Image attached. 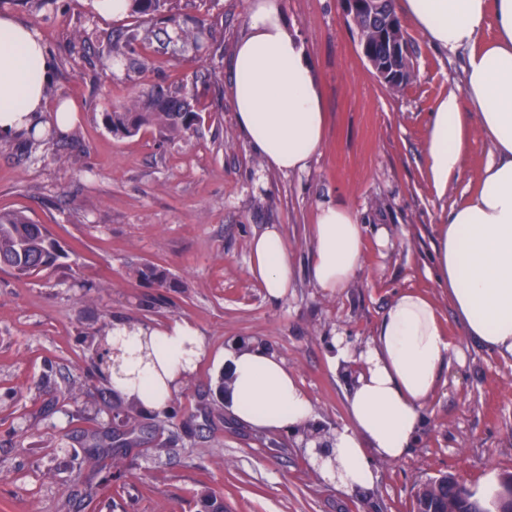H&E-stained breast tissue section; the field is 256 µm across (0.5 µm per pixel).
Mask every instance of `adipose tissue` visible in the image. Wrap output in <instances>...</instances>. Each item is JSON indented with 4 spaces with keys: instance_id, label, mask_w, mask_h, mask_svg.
<instances>
[{
    "instance_id": "1",
    "label": "adipose tissue",
    "mask_w": 512,
    "mask_h": 512,
    "mask_svg": "<svg viewBox=\"0 0 512 512\" xmlns=\"http://www.w3.org/2000/svg\"><path fill=\"white\" fill-rule=\"evenodd\" d=\"M431 45L468 49L465 68L470 111L455 94L433 113L426 140L429 177L444 192L466 154L465 132L477 126L491 143L478 189L441 225L435 279L447 285L464 336L512 359V0H400ZM496 38L479 44L486 20ZM230 95L238 130L267 171H305L322 148L324 90L298 32L288 27L281 0H249L245 33L232 57ZM50 61L38 34L0 14V135L30 130L47 108ZM310 277L329 295L341 294L362 267L364 232L349 207L319 204L312 228ZM249 273L267 298L284 299L296 280L276 225L250 243ZM331 364L354 367L345 397L348 422L315 452L321 474L349 492L371 489L375 460L395 461L414 447L426 406L444 370L463 352L448 335L435 305L413 290L398 293L373 336L359 349L343 337L331 342ZM191 323L116 325L112 329V391L147 411H163L206 354ZM224 403L243 424L269 433H297L316 421L308 392L284 361L260 345L224 352Z\"/></svg>"
}]
</instances>
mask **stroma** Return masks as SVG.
<instances>
[{"mask_svg":"<svg viewBox=\"0 0 512 512\" xmlns=\"http://www.w3.org/2000/svg\"><path fill=\"white\" fill-rule=\"evenodd\" d=\"M248 0H173L170 16H113L98 0H0V12L41 36L52 58L46 100L72 101L78 118L50 142L0 137V212L46 225L64 256L26 279L0 268V512H413L418 485L444 473L476 488L489 472L512 475V361L462 337L447 288L432 277L439 225L478 185L490 143L467 132L459 172L438 194L428 176L431 112L448 94L467 108V50L431 46L409 19L401 24L414 76L386 87L360 53L343 0H282L317 65L325 89L324 146L301 173L262 169L241 138L228 87ZM204 22L215 46L167 41L173 23ZM186 86L202 119L176 137L147 128L113 135L103 119L130 93ZM350 206L365 228L363 265L340 295L308 276L319 203ZM281 228L297 276L287 297L270 302L248 272L250 240ZM168 274L161 287L136 266ZM436 305L463 364L445 371L410 452L375 463L366 493L323 479L295 436L269 435L225 416L218 427L168 454L133 450L109 487L84 506L76 452L84 434L106 427L97 402L107 387L96 358L115 323L188 321L208 353L172 405L190 422L200 401L219 402L226 347H269L312 397L318 423L347 422L350 377L332 369V337L360 348L399 291Z\"/></svg>","mask_w":512,"mask_h":512,"instance_id":"obj_1","label":"stroma"}]
</instances>
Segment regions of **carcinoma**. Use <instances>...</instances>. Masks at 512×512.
Masks as SVG:
<instances>
[{"label":"carcinoma","mask_w":512,"mask_h":512,"mask_svg":"<svg viewBox=\"0 0 512 512\" xmlns=\"http://www.w3.org/2000/svg\"><path fill=\"white\" fill-rule=\"evenodd\" d=\"M130 12L143 16L159 14L167 9L170 0H129ZM373 26L387 24L401 26L391 8V0H379L372 21ZM178 37L201 47L209 42L210 32L202 24L194 29H179ZM192 97L181 89L167 91L152 90L133 100L131 106L125 105L103 114L107 128L114 134L133 136L141 129L155 127L160 132L175 136L191 130L199 120V113L191 105ZM63 252L56 239L41 224H36L20 213L0 212V265L13 270L19 278H27L56 263ZM137 277L145 282L164 286L168 282L165 271L150 264L136 268ZM112 418L120 423V428L111 427L85 435L82 447L88 449L91 468H96L103 458L112 459V466L123 457L122 448H138L144 444V427L134 407L107 403ZM217 408L205 403L198 408L202 422L190 427L176 428L171 425L174 414L163 411L165 418L157 420L151 426V433H168L167 441L157 452L162 453L183 439L195 437L197 432L212 426ZM483 506L471 496H464L456 488L453 480L433 477L420 484L414 501V512H482Z\"/></svg>","instance_id":"1"}]
</instances>
